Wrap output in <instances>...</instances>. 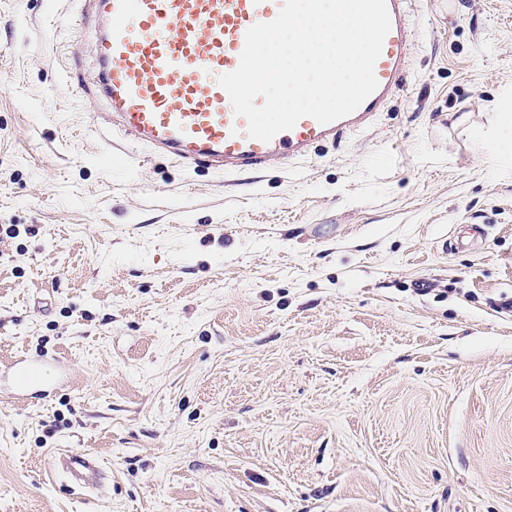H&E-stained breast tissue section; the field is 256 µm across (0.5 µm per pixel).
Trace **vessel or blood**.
I'll list each match as a JSON object with an SVG mask.
<instances>
[{
	"instance_id": "obj_1",
	"label": "vessel or blood",
	"mask_w": 512,
	"mask_h": 512,
	"mask_svg": "<svg viewBox=\"0 0 512 512\" xmlns=\"http://www.w3.org/2000/svg\"><path fill=\"white\" fill-rule=\"evenodd\" d=\"M106 24L95 46L98 82L120 132L187 168L234 174L274 160L313 156L371 125L409 73L411 0H387L391 30L375 66L377 90L352 114L322 125L302 118L271 141L248 138L217 75L235 70L247 30L273 20L283 0H93ZM39 359H21L14 382L48 383ZM83 488L98 487L104 465L94 456L60 452L53 461Z\"/></svg>"
}]
</instances>
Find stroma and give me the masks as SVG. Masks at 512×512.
<instances>
[{
	"mask_svg": "<svg viewBox=\"0 0 512 512\" xmlns=\"http://www.w3.org/2000/svg\"><path fill=\"white\" fill-rule=\"evenodd\" d=\"M411 9L370 127L228 186L113 150L87 0H0V512H512V0ZM500 137L497 141L488 145L485 150V163L495 164L501 152L509 147L512 149V116L505 114L499 120ZM18 366L14 375V382L21 388H26L34 384H45L52 379L44 375V362L40 359H21L16 364ZM54 472L66 474L75 484L83 488H97L105 478L104 465L90 454L60 452L52 465ZM61 469V470H58Z\"/></svg>",
	"mask_w": 512,
	"mask_h": 512,
	"instance_id": "obj_1",
	"label": "stroma"
}]
</instances>
